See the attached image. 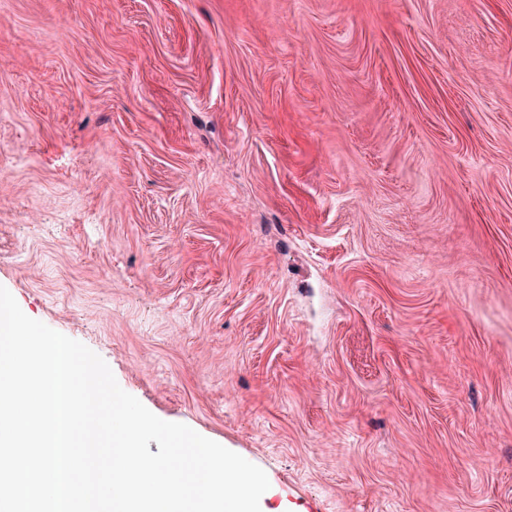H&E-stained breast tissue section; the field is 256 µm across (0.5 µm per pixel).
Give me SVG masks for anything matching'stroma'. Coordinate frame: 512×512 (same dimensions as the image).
<instances>
[{"label":"stroma","mask_w":512,"mask_h":512,"mask_svg":"<svg viewBox=\"0 0 512 512\" xmlns=\"http://www.w3.org/2000/svg\"><path fill=\"white\" fill-rule=\"evenodd\" d=\"M0 285L261 512H512V0H0Z\"/></svg>","instance_id":"obj_1"}]
</instances>
